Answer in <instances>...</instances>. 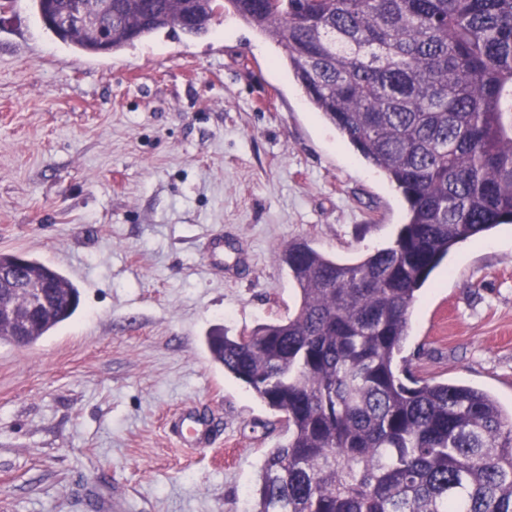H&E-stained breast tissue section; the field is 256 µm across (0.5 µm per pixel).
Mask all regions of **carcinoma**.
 Segmentation results:
<instances>
[{"label": "carcinoma", "instance_id": "carcinoma-1", "mask_svg": "<svg viewBox=\"0 0 512 512\" xmlns=\"http://www.w3.org/2000/svg\"><path fill=\"white\" fill-rule=\"evenodd\" d=\"M62 14L66 0H34ZM112 0L102 30L46 29L114 54L228 16L282 49L310 107L401 193L392 244L339 262L305 241L282 262L299 295L244 339L206 337L214 363L280 413L252 512H512V409L398 365L417 293L458 244L512 224V0ZM53 294L20 340L68 321L79 290L29 258Z\"/></svg>", "mask_w": 512, "mask_h": 512}]
</instances>
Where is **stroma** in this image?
Here are the masks:
<instances>
[{"instance_id": "obj_1", "label": "stroma", "mask_w": 512, "mask_h": 512, "mask_svg": "<svg viewBox=\"0 0 512 512\" xmlns=\"http://www.w3.org/2000/svg\"><path fill=\"white\" fill-rule=\"evenodd\" d=\"M277 57L231 18L91 57L33 0L0 11V252L80 291L36 345L0 346V512H251L285 427L213 364L208 332L293 313L288 242L352 261L395 240L404 207ZM218 232L247 256L236 274L204 257ZM402 355L512 406V224L434 271ZM186 404L211 416V450L167 438Z\"/></svg>"}]
</instances>
